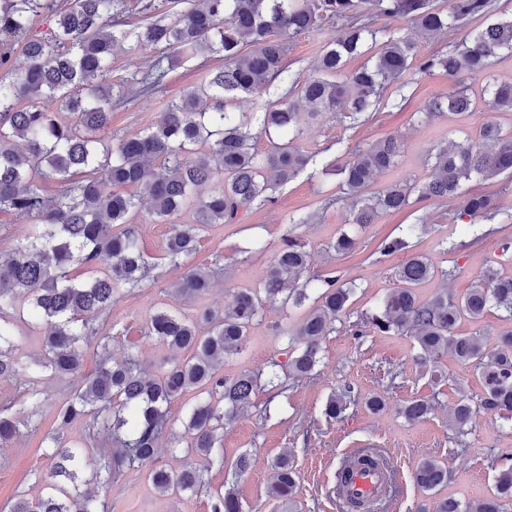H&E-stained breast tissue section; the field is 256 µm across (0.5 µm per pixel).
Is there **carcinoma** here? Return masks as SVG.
<instances>
[{
  "instance_id": "cac0c4a2",
  "label": "carcinoma",
  "mask_w": 512,
  "mask_h": 512,
  "mask_svg": "<svg viewBox=\"0 0 512 512\" xmlns=\"http://www.w3.org/2000/svg\"><path fill=\"white\" fill-rule=\"evenodd\" d=\"M190 0L189 7L154 13L138 31H116L113 19L125 0H66L55 10L56 26L48 39L29 38L22 45L25 63H13L15 43L31 28L50 0H0V212L31 218L27 233L0 251V382L21 369L32 381L42 375L63 377L80 370V343L94 341L100 349L97 371L58 405L54 419L64 428L87 419L111 436L112 448L101 452L88 468L82 451L50 437L52 452L43 489L36 498L20 496L8 512H108L79 483L105 490L131 471L144 470L158 491L169 494L211 493V512H244L234 484L210 491L213 467H224V426L254 407L256 394L270 388L280 393L289 380L315 373L322 341L347 313L354 288L340 283L331 269L309 276L311 253L298 235L287 234L255 287L239 288L222 310L206 307L188 316L160 308L147 321L144 335L176 353L191 352L156 373L142 369L129 355L112 358L111 339L102 335L112 304L157 276L156 263L141 247L143 210L154 222L170 225L162 259L184 269L173 293L200 300L213 288L211 271L188 265L202 234L216 224L238 221L240 208L255 201L276 203V188L316 163V153L299 143L302 125L326 112L357 121L376 118L385 85L414 84L413 76L442 73L451 85L448 95L426 106L425 115H460L481 104L488 112H512V81L486 82L476 94L470 82L489 78L493 60L512 53V17L495 16L492 0ZM399 18L436 34L454 31L481 19L446 52L424 56L403 29L379 26L381 19ZM336 20L340 27L323 50L315 73L298 83L284 66L288 41ZM158 50L138 79L149 92L187 58L219 56L224 65L207 84L171 97L163 112L142 130L109 140L112 102L128 96L112 83V54L130 37ZM250 51L240 53V46ZM377 52L360 67L348 62L371 49ZM288 87L275 102L264 99L273 81ZM253 98L252 111H236L237 101ZM68 114L66 119L60 113ZM264 137L268 150L255 151ZM402 141L388 135L336 160L340 192L348 206V223L376 224L385 215L415 202H446L461 196L473 176L494 180L512 176V130L494 121L480 126L461 144H440L427 151L434 176L427 182L400 179L369 190L373 176L393 168ZM500 192L463 197V214L491 220L502 211ZM195 210L191 224H179L186 207ZM418 225L408 224L394 237L378 241L375 252L388 256L406 252L395 271V287L376 313L360 320L357 335L374 331L384 336L415 337L432 362L451 354L473 368L482 388L481 403L490 412L512 420V329L494 342L479 333L458 332L463 319L478 322L496 308L512 320V275L488 266L482 276L455 298L448 291L422 301L417 288L435 277L433 261L409 251ZM330 249L351 256L358 241L347 233ZM86 271L77 279L76 269ZM303 306L309 312L294 333L296 344L288 364L269 362L268 369L244 371L232 378L220 372L224 359L243 348L252 325L268 303ZM44 328L42 354L22 364L14 353L19 324ZM199 389L207 394L191 406L179 435L170 423V404ZM348 393L332 394L325 414L339 417ZM37 388L0 399V447L29 430L32 410L40 407ZM432 410L424 399H411L398 412L407 422L424 419ZM473 409L467 399L453 408L449 426L456 436L468 434ZM173 445L187 438L185 453L194 461L172 471L156 464L160 442ZM496 470L494 492L463 504L454 499L436 503L434 512H508L512 506V453ZM273 466L276 480L270 495L292 503L296 470L287 455ZM252 467L249 453L231 463L236 480ZM448 478L438 461L423 459L416 483L432 491Z\"/></svg>"
}]
</instances>
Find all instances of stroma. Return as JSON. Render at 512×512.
Instances as JSON below:
<instances>
[{
	"label": "stroma",
	"mask_w": 512,
	"mask_h": 512,
	"mask_svg": "<svg viewBox=\"0 0 512 512\" xmlns=\"http://www.w3.org/2000/svg\"><path fill=\"white\" fill-rule=\"evenodd\" d=\"M335 33V24L328 23L292 39L286 63L297 81H304L313 73L324 45ZM154 55L153 49L130 40L123 51L113 56L112 80L125 84L130 92L126 104L112 109L113 135L133 133L150 124L171 96L202 85L209 78L210 66L194 59L171 72L162 86L147 94L139 93L136 80ZM448 85L447 76L436 74L419 78L413 92L395 84L389 86L377 122L355 126L331 112L304 126L302 141L307 150L316 152L315 165L280 186L274 206H243L238 223L212 228L192 256L191 265L218 272L216 286L204 302L177 299L172 288L181 272L167 267L161 279L147 282L135 295L119 299L112 306L106 331L112 338L113 356L133 353L151 371L174 354L145 336L150 314L168 305L188 315L202 304L224 308L236 288L260 281L285 232L301 235L309 242L312 275L334 269L343 281L354 284L348 313L335 322L333 332L322 342V361L316 376L296 382L276 397L261 391L256 408L224 429L226 461H233L244 451L254 458L252 469L235 484L247 512H333L336 464L350 448L381 450L399 469L398 512H421L425 507L430 510L443 498L475 501L491 492L495 461L502 449H512V421H504L479 406L482 389L472 368L459 364L450 355L433 366H421L420 348L409 335L354 334L360 318L375 312L383 296L393 288L392 273L403 260L399 253L375 254L374 245L379 238L398 233L400 226L417 223L422 217L435 216V223L426 225L413 238V249L437 265L454 268L455 274L437 277L421 288L420 295L425 298L445 290L449 295L460 296L481 274L487 260L500 257L503 238L512 237V180L498 181L503 190V212L495 220L475 224L461 217V202L457 199L421 202L403 212L383 216L379 223L353 228L345 224V204L329 208L322 205L324 198L339 193V177L331 169L338 154L337 141L354 149L388 135L401 138L404 148L399 164L374 177L371 188L376 191L399 178L430 180L433 170L425 156L434 144L463 141L490 120L512 129V112L490 113L481 108L460 116L418 119V111L427 102L447 95ZM305 213L312 215L311 223L287 225L289 215ZM346 229L352 230L361 245L358 255L345 257L328 249L329 243ZM257 238L265 241L266 252H251L250 246ZM306 313L303 307L266 305L240 353L225 359L224 374L232 377L266 367L273 360L286 362L284 333L297 327ZM82 354L79 374L39 381L42 404L32 416L33 432L0 448V508L16 496L40 494L41 479L50 466L45 454L46 436L58 434L72 443L88 437V421L78 420L61 430L53 419L65 394L98 367L95 345L83 346ZM344 391L350 392L352 404L340 418H326L328 398ZM373 396L386 400L384 410L375 413L366 408V400ZM465 396L476 406L469 433L460 440L448 426V415ZM412 398L432 403L427 418L414 424L397 413L398 406ZM286 452L291 453L297 472V493L289 505L268 494L274 479L272 463ZM428 457L448 469L447 483L432 491L423 490L414 479L417 463ZM105 500L110 512H211L210 497L160 493L135 471L113 484Z\"/></svg>",
	"instance_id": "35a3bbf8"
}]
</instances>
